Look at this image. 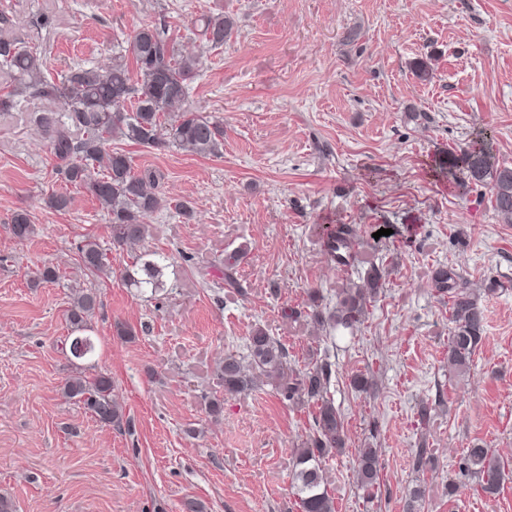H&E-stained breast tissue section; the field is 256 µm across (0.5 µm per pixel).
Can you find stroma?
Returning <instances> with one entry per match:
<instances>
[{
    "instance_id": "stroma-1",
    "label": "stroma",
    "mask_w": 512,
    "mask_h": 512,
    "mask_svg": "<svg viewBox=\"0 0 512 512\" xmlns=\"http://www.w3.org/2000/svg\"><path fill=\"white\" fill-rule=\"evenodd\" d=\"M1 12L11 23L0 38L45 51L54 74L110 65L139 26L166 28L199 59L188 107L224 126L217 155L125 144L135 169L163 174L167 199L133 251L113 246L90 194L56 180L35 124L51 102L27 95L0 112V495L15 512H183L189 499L202 512H289L293 453L315 406L290 405L268 384L231 396L214 374L225 354L246 355L257 328L296 367L331 366L328 395L348 436L323 464L336 512H404L416 485L421 512H512V483L489 497L459 482L464 448L512 451V224L488 188L435 175L482 131L495 162L512 166V0H0ZM218 14L234 27L215 48L199 20ZM63 189L70 208L47 207ZM179 201L192 216L177 214ZM20 209L36 227L25 241L10 229ZM342 224L360 242L344 270L320 235ZM86 235L106 250L110 277L80 271ZM238 249L233 290L224 257ZM155 252L175 259L165 288L127 285L125 269ZM46 265L59 280L32 286ZM374 266L385 282L357 334L314 336L317 306H335L338 288ZM441 266L487 291L483 343L462 383L446 367L448 308L431 281ZM76 279L100 300L87 372L111 377L130 427L62 394L80 367L65 346ZM120 323L132 335H117ZM366 370L370 394L349 384ZM424 402L436 407L425 428ZM372 434L385 454L366 499L353 469ZM423 444L433 459L417 470Z\"/></svg>"
}]
</instances>
